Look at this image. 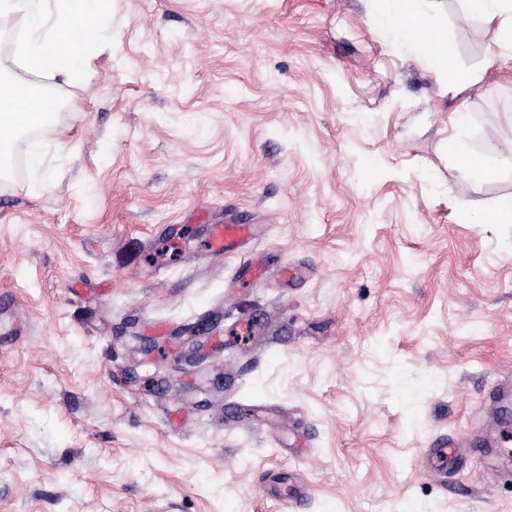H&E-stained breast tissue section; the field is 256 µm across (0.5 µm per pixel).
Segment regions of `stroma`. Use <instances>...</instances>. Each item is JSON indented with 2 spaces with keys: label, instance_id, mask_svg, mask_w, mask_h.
<instances>
[{
  "label": "stroma",
  "instance_id": "1",
  "mask_svg": "<svg viewBox=\"0 0 512 512\" xmlns=\"http://www.w3.org/2000/svg\"><path fill=\"white\" fill-rule=\"evenodd\" d=\"M420 5L471 84L374 0H104L67 84L0 15V76L65 107L0 176V512H279L277 477L299 512H512V224L463 207L512 195V60ZM230 215L258 237L213 257ZM378 10L375 21L396 43L404 47H419L440 61L438 70L448 86L465 85L468 75L455 67L456 49L442 40L435 18L429 12L413 7L410 0H375ZM448 153L454 155L466 175L477 181H488L499 176L497 168L479 161L460 146L456 137L448 140Z\"/></svg>",
  "mask_w": 512,
  "mask_h": 512
}]
</instances>
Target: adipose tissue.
Segmentation results:
<instances>
[{"label": "adipose tissue", "instance_id": "obj_1", "mask_svg": "<svg viewBox=\"0 0 512 512\" xmlns=\"http://www.w3.org/2000/svg\"><path fill=\"white\" fill-rule=\"evenodd\" d=\"M45 0H0V12H20L29 21L28 34L20 39L17 57L33 73L48 72L63 82L83 74L95 58L112 21L98 6V0H56L51 25L43 23ZM466 16H478L494 25L500 58L512 57V0H465ZM375 20L396 43L418 47L435 56L441 79L449 86L465 85L469 76L455 67L456 49L442 40L435 18L413 7L410 0H377ZM54 98L18 93L12 83L0 82V159L10 158L18 133L48 126L56 119Z\"/></svg>", "mask_w": 512, "mask_h": 512}]
</instances>
